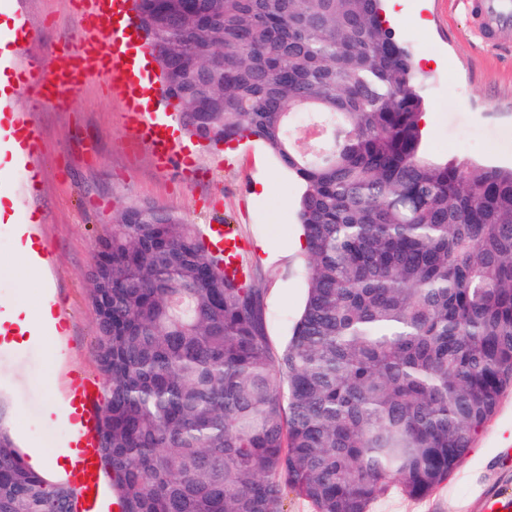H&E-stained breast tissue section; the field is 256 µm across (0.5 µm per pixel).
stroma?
I'll use <instances>...</instances> for the list:
<instances>
[{"label": "stroma", "mask_w": 512, "mask_h": 512, "mask_svg": "<svg viewBox=\"0 0 512 512\" xmlns=\"http://www.w3.org/2000/svg\"><path fill=\"white\" fill-rule=\"evenodd\" d=\"M394 26L417 66L430 121L425 149L432 156L507 165L512 163V55L486 47L472 27L463 0H403ZM22 11L0 7V24L24 16L35 33L18 70L8 71L9 111L33 113L41 131L38 182L0 202V296L11 308H35L45 284L22 276L20 252L6 231L16 213L41 225L39 246L49 251L52 278L62 289L71 333L62 348L31 340L0 352V414L24 457L31 441L51 447L65 429L57 420L70 376L102 383L94 349V314L88 274L97 241L115 214L156 203L188 223L228 224L241 239L245 266L255 272L269 311L271 347L283 344L301 307L302 254L293 247L301 230L295 200L300 183L259 141L206 147L186 130L178 135L191 153L190 169L157 168L148 147L123 123V101L106 77L87 81L61 109L38 107L18 80L31 63L45 68L65 61L58 43L84 36L73 0H23ZM512 491V387L497 414L475 436L469 455L427 496L411 499L391 488L370 512H485L488 494Z\"/></svg>", "instance_id": "obj_1"}]
</instances>
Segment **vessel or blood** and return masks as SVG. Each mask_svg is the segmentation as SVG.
I'll list each match as a JSON object with an SVG mask.
<instances>
[{
    "mask_svg": "<svg viewBox=\"0 0 512 512\" xmlns=\"http://www.w3.org/2000/svg\"><path fill=\"white\" fill-rule=\"evenodd\" d=\"M467 9L471 23L486 42L497 43L501 32L512 27V0H467ZM125 13V0H91L84 25L85 37L75 62L38 74L29 90L38 101L54 107L87 79L103 72L111 75L114 86L120 91L129 132L151 149L158 168L170 169L183 162L182 149L175 136L176 115L154 112L142 104L141 81L146 61L131 52L133 35L123 21ZM4 143L14 148V171L34 175L36 148L40 143L35 120L21 112L0 114V145ZM206 233L224 252L226 274L244 280L242 246L238 240L220 227H207ZM45 307L50 316L40 321L39 334L62 338L68 328V317L54 289H47ZM101 401L99 387L78 376L69 379L61 395V412L69 426L59 446L68 450V467L79 476L82 492L92 495L91 500H80L81 512H107L109 507L98 451Z\"/></svg>",
    "mask_w": 512,
    "mask_h": 512,
    "instance_id": "obj_1",
    "label": "vessel or blood"
}]
</instances>
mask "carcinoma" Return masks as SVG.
Here are the masks:
<instances>
[{
	"label": "carcinoma",
	"mask_w": 512,
	"mask_h": 512,
	"mask_svg": "<svg viewBox=\"0 0 512 512\" xmlns=\"http://www.w3.org/2000/svg\"><path fill=\"white\" fill-rule=\"evenodd\" d=\"M193 135L301 181L305 298L282 349L261 289L152 203L98 239L101 456L120 512H369L448 480L512 386V166L424 156V98L381 0H134ZM324 130L307 154L297 115ZM0 418V512H75Z\"/></svg>",
	"instance_id": "carcinoma-1"
}]
</instances>
